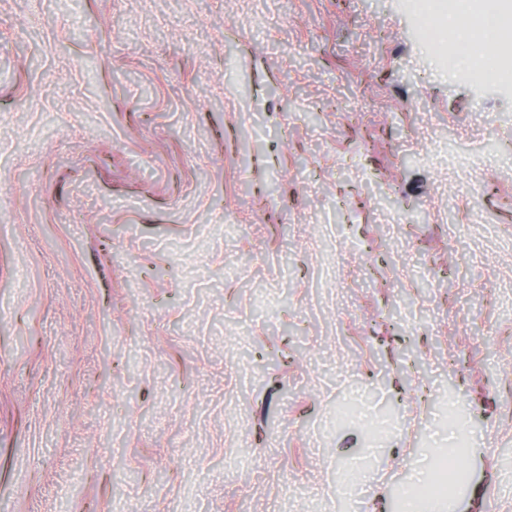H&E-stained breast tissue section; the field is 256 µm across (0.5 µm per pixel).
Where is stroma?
Returning <instances> with one entry per match:
<instances>
[{"instance_id":"stroma-1","label":"stroma","mask_w":512,"mask_h":512,"mask_svg":"<svg viewBox=\"0 0 512 512\" xmlns=\"http://www.w3.org/2000/svg\"><path fill=\"white\" fill-rule=\"evenodd\" d=\"M447 392L512 512V91L408 0H0V512H397ZM479 62L476 57H463L458 61V65H477ZM465 78L473 79L479 82H492L500 84L505 88H512V69L500 67L499 65L484 64L467 68L461 71Z\"/></svg>"}]
</instances>
